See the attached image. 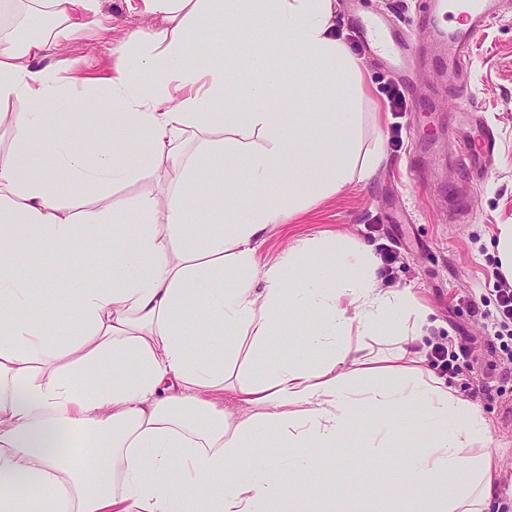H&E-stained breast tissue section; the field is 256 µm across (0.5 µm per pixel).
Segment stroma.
<instances>
[{
    "label": "stroma",
    "mask_w": 512,
    "mask_h": 512,
    "mask_svg": "<svg viewBox=\"0 0 512 512\" xmlns=\"http://www.w3.org/2000/svg\"><path fill=\"white\" fill-rule=\"evenodd\" d=\"M427 0H364L370 13H387L395 29L413 35L417 57L415 85L406 90L404 116L391 112L388 91L392 74L364 59L347 0H338L336 25L351 53L361 58L364 95L361 104V144L383 141L384 155L373 174L353 180L288 221L277 225L255 244L257 265L283 258L295 240L342 234L380 258L378 285L408 290L427 313L419 349L465 344L469 358L444 380L459 395L480 406L487 419L498 465L495 512H512V417L503 411L512 403V362L493 336L484 314L494 311L499 266L496 236L499 225L512 224V0H491L492 24L476 35L468 61L456 82L448 80V58L421 16ZM98 24L83 35L61 40L48 63L59 77L80 67L89 76L103 75L119 55L122 37L134 30L155 29L161 16L129 9L126 0H98ZM336 100L317 96L300 86L280 101L283 112L313 123L336 111ZM481 115L497 146L485 174L470 173L458 144L475 130L463 110ZM75 107L62 103L51 122L68 124L88 156H95L104 133L87 118L75 117ZM233 160L204 169L203 180L229 183L234 204L246 207L269 194L285 195L293 186L280 178L266 187L236 185ZM33 284L41 299L58 304L53 274L70 269L89 283L101 282L102 269L75 264L69 257L40 252ZM323 484L303 504L305 512H412L411 498L387 499L364 481L350 484L346 498H337L334 483L340 468L376 471L380 481L394 478L390 463L368 454L359 434L348 435L341 447L315 450L310 459Z\"/></svg>",
    "instance_id": "1"
}]
</instances>
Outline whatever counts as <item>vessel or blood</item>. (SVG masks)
Masks as SVG:
<instances>
[{
  "label": "vessel or blood",
  "mask_w": 512,
  "mask_h": 512,
  "mask_svg": "<svg viewBox=\"0 0 512 512\" xmlns=\"http://www.w3.org/2000/svg\"><path fill=\"white\" fill-rule=\"evenodd\" d=\"M458 16L457 24L444 27L441 19ZM494 14L486 0H434L433 11L427 22L436 26L441 42L448 54L453 70H461L467 61L469 42L478 31L493 20ZM358 32L373 54L382 55L393 69L402 75L408 74L412 60L407 54L403 41L387 27L382 17L371 15L358 22ZM467 121L478 127L475 141H461L460 152L468 157L472 165H479L481 158L493 154L496 138L493 133L482 129L477 113L466 115Z\"/></svg>",
  "instance_id": "1"
}]
</instances>
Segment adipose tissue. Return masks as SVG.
Masks as SVG:
<instances>
[{
	"label": "adipose tissue",
	"mask_w": 512,
	"mask_h": 512,
	"mask_svg": "<svg viewBox=\"0 0 512 512\" xmlns=\"http://www.w3.org/2000/svg\"><path fill=\"white\" fill-rule=\"evenodd\" d=\"M23 2L75 36L96 22V0ZM162 28L130 32L146 43L135 64L117 60L99 79L73 73L51 78L43 61L59 46L49 37L24 41L0 28V101L24 100L26 111L0 113L14 130L0 152V512H289L320 475L292 480L312 449L338 447L366 413L383 420L365 434L385 451L392 431L419 416L415 448L403 451L385 496L410 492L418 512H491L497 466L481 409L425 368L415 344L424 321L408 291L376 286V263L342 240L294 245L281 261L256 270L253 244L312 201L368 178L380 146L357 142L362 67L336 35V0H140ZM240 18L230 61H196L190 29ZM284 47L272 54L263 32ZM242 83L263 108L213 111L214 101ZM311 84L334 96L338 111L321 120L317 140L279 112L278 95ZM98 88L94 114L112 138L87 160L68 129L50 125L57 103ZM261 144L237 138L238 126ZM142 147L140 166L122 155L129 140ZM48 154L77 191H94L98 209L72 212L51 175L31 163ZM236 159L235 180L269 186L288 178L292 193L270 195L231 221L200 233L192 219L200 199H221L201 171ZM165 175L163 188L135 199L129 215L107 205L111 193L142 173ZM124 221L120 244L87 253L81 237ZM67 253L107 279L87 287L68 269L52 285L61 303L39 307L20 274L31 249ZM350 258L340 276L316 274L312 262ZM27 309L31 319H17ZM70 316L48 338L45 318ZM396 318L393 364L376 366L375 346ZM298 326L292 355L268 362L264 347L281 319ZM224 340L204 358L188 353L191 336ZM246 357L253 371L240 384L256 414L229 420L224 412L228 367ZM93 433L110 449L108 465L74 444L54 452L58 434ZM180 496H172L170 483Z\"/></svg>",
	"instance_id": "1"
}]
</instances>
